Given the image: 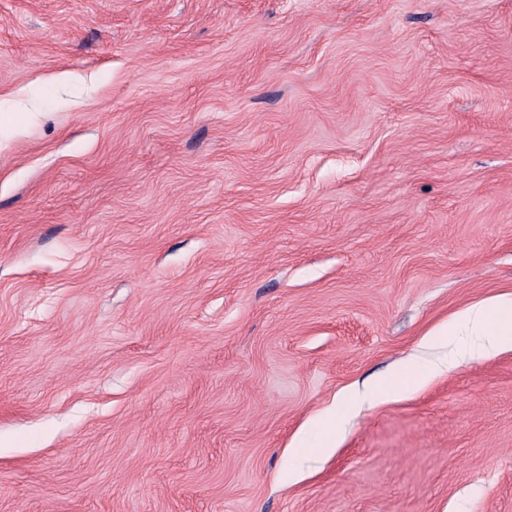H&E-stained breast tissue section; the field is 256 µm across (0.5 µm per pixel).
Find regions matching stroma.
Instances as JSON below:
<instances>
[{
	"mask_svg": "<svg viewBox=\"0 0 512 512\" xmlns=\"http://www.w3.org/2000/svg\"><path fill=\"white\" fill-rule=\"evenodd\" d=\"M512 293V0H0V512H512V352L292 441Z\"/></svg>",
	"mask_w": 512,
	"mask_h": 512,
	"instance_id": "35a3bbf8",
	"label": "stroma"
}]
</instances>
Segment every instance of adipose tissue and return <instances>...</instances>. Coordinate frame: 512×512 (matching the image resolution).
<instances>
[{"instance_id": "1", "label": "adipose tissue", "mask_w": 512, "mask_h": 512, "mask_svg": "<svg viewBox=\"0 0 512 512\" xmlns=\"http://www.w3.org/2000/svg\"><path fill=\"white\" fill-rule=\"evenodd\" d=\"M472 336L469 344L456 345L446 364H414L401 374L379 381L369 392L355 396L357 405L399 398L405 391L419 387L446 367H453L464 361H472L487 354L512 351V297L500 298L492 303L471 305L456 315L452 322L438 329V336L458 334Z\"/></svg>"}]
</instances>
